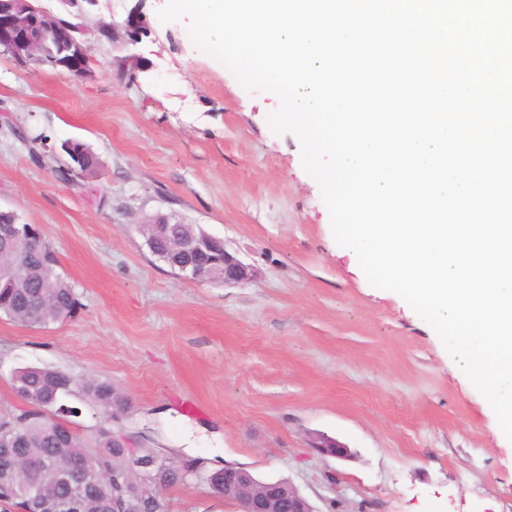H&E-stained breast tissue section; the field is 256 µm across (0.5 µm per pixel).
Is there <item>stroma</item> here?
I'll use <instances>...</instances> for the list:
<instances>
[{
	"label": "stroma",
	"instance_id": "stroma-1",
	"mask_svg": "<svg viewBox=\"0 0 512 512\" xmlns=\"http://www.w3.org/2000/svg\"><path fill=\"white\" fill-rule=\"evenodd\" d=\"M135 2L79 18L88 77L0 54V209L39 225L78 299L45 328L0 317V418L26 408L16 370L57 367L128 400L112 415L69 399L90 446L119 430L181 463L289 480L315 512H512V444L437 334L336 243L297 137L268 126L271 93L245 90L187 20L161 22L167 0L144 4L151 33L133 52L148 72L119 77L122 49L94 21ZM68 139L101 162L76 185L51 156ZM158 213L223 239L256 278L180 279L139 230ZM320 435L350 456L318 455ZM165 497L169 512H239L203 483Z\"/></svg>",
	"mask_w": 512,
	"mask_h": 512
}]
</instances>
